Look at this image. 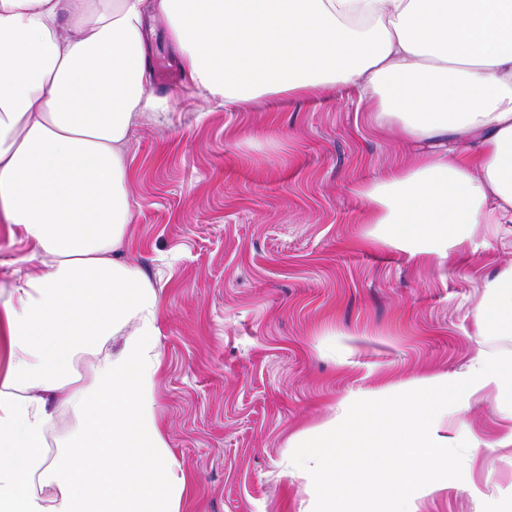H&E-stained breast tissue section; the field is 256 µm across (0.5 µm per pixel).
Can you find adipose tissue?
Instances as JSON below:
<instances>
[{"label": "adipose tissue", "instance_id": "adipose-tissue-1", "mask_svg": "<svg viewBox=\"0 0 512 512\" xmlns=\"http://www.w3.org/2000/svg\"><path fill=\"white\" fill-rule=\"evenodd\" d=\"M164 21L195 86L227 103L359 88L417 150L362 185L374 242L443 266L476 225L512 224V0H0V222L31 246L0 289V512H184L192 480L158 420L160 294L123 258L125 145L154 109L147 31ZM479 336H512V265ZM87 372H79V364ZM496 392L512 446V355L471 376L357 394L295 460L372 512L368 471L407 485L445 449L481 452L456 402ZM389 456H381V449Z\"/></svg>", "mask_w": 512, "mask_h": 512}]
</instances>
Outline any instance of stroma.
Returning a JSON list of instances; mask_svg holds the SVG:
<instances>
[{"instance_id": "1", "label": "stroma", "mask_w": 512, "mask_h": 512, "mask_svg": "<svg viewBox=\"0 0 512 512\" xmlns=\"http://www.w3.org/2000/svg\"><path fill=\"white\" fill-rule=\"evenodd\" d=\"M148 37L146 85L168 113L129 134L125 255L160 292L158 419L195 477L188 512H329L289 440L321 438L358 392L465 377L483 348L512 354V336L472 323L485 280L512 264V226L477 227L441 270L370 241L359 188L411 148L375 130L358 89L225 104L180 71L163 23ZM448 419L487 447L449 449L466 486L412 483L417 512H512L493 391Z\"/></svg>"}]
</instances>
